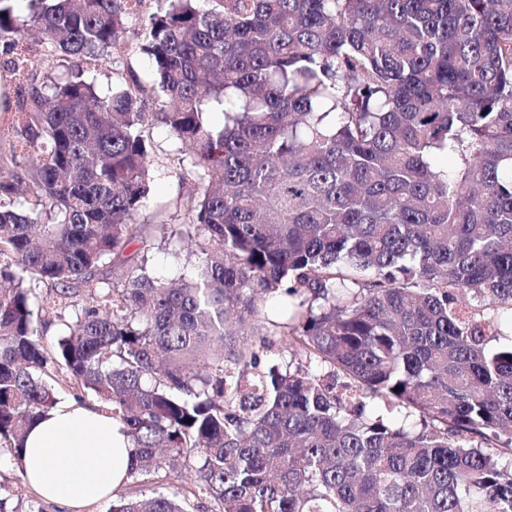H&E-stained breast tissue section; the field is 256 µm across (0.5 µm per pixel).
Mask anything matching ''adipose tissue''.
I'll list each match as a JSON object with an SVG mask.
<instances>
[{
  "mask_svg": "<svg viewBox=\"0 0 512 512\" xmlns=\"http://www.w3.org/2000/svg\"><path fill=\"white\" fill-rule=\"evenodd\" d=\"M133 454L121 421L64 401L31 428L24 471L28 484L44 499L66 512H82L121 486Z\"/></svg>",
  "mask_w": 512,
  "mask_h": 512,
  "instance_id": "obj_1",
  "label": "adipose tissue"
}]
</instances>
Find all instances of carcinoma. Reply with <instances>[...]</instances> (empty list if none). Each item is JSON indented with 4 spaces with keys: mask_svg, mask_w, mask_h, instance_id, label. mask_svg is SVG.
<instances>
[{
    "mask_svg": "<svg viewBox=\"0 0 512 512\" xmlns=\"http://www.w3.org/2000/svg\"><path fill=\"white\" fill-rule=\"evenodd\" d=\"M144 2L0 0V445L63 369L135 448L105 512H512V0ZM154 123L198 189L172 280L124 254ZM126 65H129L143 81H150L152 78V68L147 57L139 49V41L131 38L125 52ZM2 72L4 74L3 79L0 78V129L1 133L4 137H7L9 135L8 127L11 123L12 116L14 112H11V110H6V107L8 105V102L10 101L11 104L14 103L15 100V93H14V86L10 80L8 73H5L2 69Z\"/></svg>",
    "mask_w": 512,
    "mask_h": 512,
    "instance_id": "1",
    "label": "carcinoma"
}]
</instances>
